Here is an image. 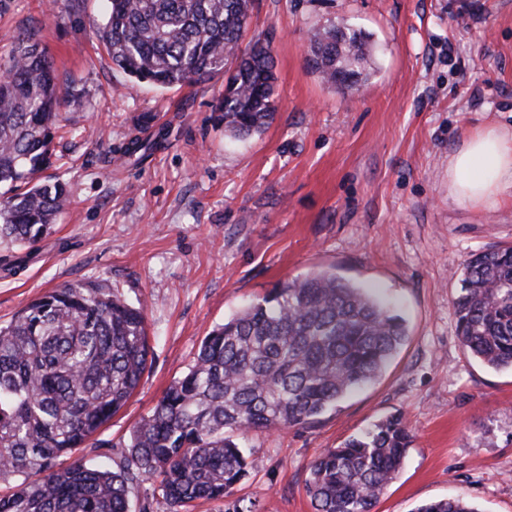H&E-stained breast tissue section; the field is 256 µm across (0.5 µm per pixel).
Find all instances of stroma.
Instances as JSON below:
<instances>
[{
  "mask_svg": "<svg viewBox=\"0 0 512 512\" xmlns=\"http://www.w3.org/2000/svg\"><path fill=\"white\" fill-rule=\"evenodd\" d=\"M107 0H0V70L37 32L72 99L48 177L69 203L35 248L0 244V322L31 301L103 280L147 316L151 353L126 405L98 432L123 447L203 337L279 281L331 269L388 302L409 338L382 375L318 422L250 432L247 477L186 512H314L309 466L402 415L413 440L373 512L460 496L512 512V369L468 354L452 303L469 253L512 245V200L486 211L448 194V161L473 129L512 122V0H256L276 115L225 137L222 78L162 89L129 78L91 34ZM369 37L373 73L345 95L308 69L313 29ZM146 112L158 124L137 129ZM160 138L146 158L134 133Z\"/></svg>",
  "mask_w": 512,
  "mask_h": 512,
  "instance_id": "obj_1",
  "label": "stroma"
}]
</instances>
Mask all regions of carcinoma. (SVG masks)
<instances>
[{
    "label": "carcinoma",
    "instance_id": "1",
    "mask_svg": "<svg viewBox=\"0 0 512 512\" xmlns=\"http://www.w3.org/2000/svg\"><path fill=\"white\" fill-rule=\"evenodd\" d=\"M254 0H109L94 37L129 77L157 88L224 76L215 111L230 137L263 132L276 114L270 40L248 37ZM312 72L342 94L368 76L362 31L334 22L310 37ZM69 92L38 35L17 38L0 78V241L32 247L67 199L37 175L51 161ZM459 339L494 369H512V246L470 254L454 302ZM407 338L403 318L333 271L279 282L202 340L193 364L132 431L119 463L91 438L127 403L148 364L144 309L108 284L53 290L0 325V512H129L146 481L171 512L222 500L247 476L239 437L317 422L376 380ZM412 442L401 417L329 448L309 467L314 512H372ZM100 464L61 459L85 444ZM415 512H476L463 498Z\"/></svg>",
    "mask_w": 512,
    "mask_h": 512
}]
</instances>
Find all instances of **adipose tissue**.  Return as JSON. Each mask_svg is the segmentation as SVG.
Returning <instances> with one entry per match:
<instances>
[{
  "label": "adipose tissue",
  "instance_id": "1",
  "mask_svg": "<svg viewBox=\"0 0 512 512\" xmlns=\"http://www.w3.org/2000/svg\"><path fill=\"white\" fill-rule=\"evenodd\" d=\"M448 191L459 202L487 209L512 199V128H477L448 161Z\"/></svg>",
  "mask_w": 512,
  "mask_h": 512
}]
</instances>
